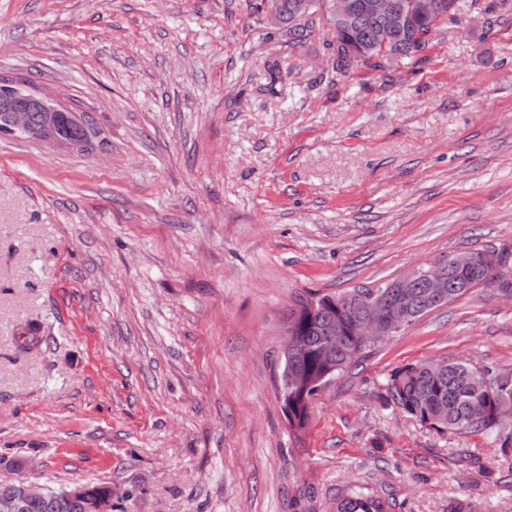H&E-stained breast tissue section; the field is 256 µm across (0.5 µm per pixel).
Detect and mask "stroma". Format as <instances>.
Returning <instances> with one entry per match:
<instances>
[{"mask_svg": "<svg viewBox=\"0 0 512 512\" xmlns=\"http://www.w3.org/2000/svg\"><path fill=\"white\" fill-rule=\"evenodd\" d=\"M270 31L248 0H0V79L100 131L0 136V452L109 483L113 512H325L354 488L512 512L491 440L383 399L407 363L512 369V298L473 289L374 347L301 432L274 378L298 293L512 253V21L464 13L390 84L321 81L328 23L293 50Z\"/></svg>", "mask_w": 512, "mask_h": 512, "instance_id": "stroma-1", "label": "stroma"}]
</instances>
